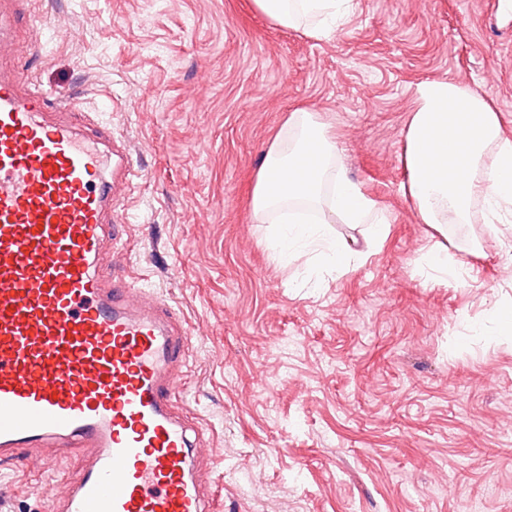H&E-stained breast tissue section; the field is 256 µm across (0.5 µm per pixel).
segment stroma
Wrapping results in <instances>:
<instances>
[{
  "label": "stroma",
  "mask_w": 512,
  "mask_h": 512,
  "mask_svg": "<svg viewBox=\"0 0 512 512\" xmlns=\"http://www.w3.org/2000/svg\"><path fill=\"white\" fill-rule=\"evenodd\" d=\"M328 38L251 0H37L0 52L127 140L114 276L177 306L176 392L211 512H512V222L447 237L402 194L416 87L455 77L512 137V11L486 0H356ZM318 113L348 176L387 211L342 274L273 261L252 189L292 112ZM446 242L453 279L422 255ZM84 467L52 452L0 469V512H50Z\"/></svg>",
  "instance_id": "35a3bbf8"
}]
</instances>
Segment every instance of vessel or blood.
Instances as JSON below:
<instances>
[{
  "label": "vessel or blood",
  "instance_id": "vessel-or-blood-1",
  "mask_svg": "<svg viewBox=\"0 0 512 512\" xmlns=\"http://www.w3.org/2000/svg\"><path fill=\"white\" fill-rule=\"evenodd\" d=\"M30 3L0 0V45ZM134 178L124 135L0 66V466L82 449L53 512H210L173 409L181 314L99 271Z\"/></svg>",
  "mask_w": 512,
  "mask_h": 512
}]
</instances>
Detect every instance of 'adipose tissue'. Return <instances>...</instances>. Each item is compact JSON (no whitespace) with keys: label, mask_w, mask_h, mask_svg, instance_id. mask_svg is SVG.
<instances>
[{"label":"adipose tissue","mask_w":512,"mask_h":512,"mask_svg":"<svg viewBox=\"0 0 512 512\" xmlns=\"http://www.w3.org/2000/svg\"><path fill=\"white\" fill-rule=\"evenodd\" d=\"M274 23L326 37L353 13L355 0H252ZM417 106L405 132L403 191L421 223L439 234L470 223L482 203L487 223L512 210V138L484 96L460 79L428 80L416 88ZM336 140L317 113L294 114L283 139L266 154L252 193L256 224L281 223L272 244L283 266L297 262L342 273L356 253L327 236L332 223L364 224L380 241L388 218L335 164Z\"/></svg>","instance_id":"adipose-tissue-1"}]
</instances>
